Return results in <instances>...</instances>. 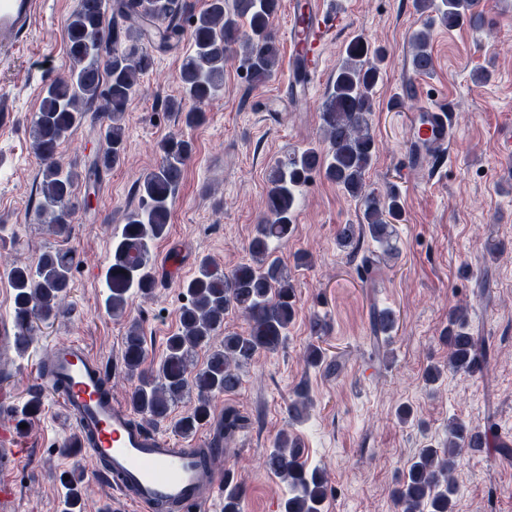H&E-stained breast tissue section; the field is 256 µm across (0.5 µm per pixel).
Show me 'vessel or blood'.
<instances>
[{
  "label": "vessel or blood",
  "instance_id": "b4317fda",
  "mask_svg": "<svg viewBox=\"0 0 512 512\" xmlns=\"http://www.w3.org/2000/svg\"><path fill=\"white\" fill-rule=\"evenodd\" d=\"M303 19H290V75L312 84L323 67V48L336 25L325 0H300ZM41 0H0V56L8 57L17 38L32 26ZM453 128L451 112L440 106H420L408 140L413 157L443 151ZM52 374L47 386L62 384L65 414L76 428V445L105 465L114 487L139 512H154L158 502L176 503L179 512H202L223 487V475L202 465L188 449L138 425L132 411L103 394L109 378L100 362L81 344L70 342L50 353ZM12 420L0 418V512H11L17 497L13 469L22 456Z\"/></svg>",
  "mask_w": 512,
  "mask_h": 512
}]
</instances>
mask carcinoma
I'll return each instance as SVG.
<instances>
[{"label": "carcinoma", "instance_id": "1", "mask_svg": "<svg viewBox=\"0 0 512 512\" xmlns=\"http://www.w3.org/2000/svg\"><path fill=\"white\" fill-rule=\"evenodd\" d=\"M280 6L281 0H206L198 10L192 0H77L67 26L72 66L66 76L45 90L31 121L33 149L42 163L35 185L36 209L52 216L50 230L59 236L67 234L79 181L98 176L100 170L116 166L122 158L128 104L138 91L140 76L154 64L153 53L144 44L145 31L132 20L147 19L156 24L155 40L160 49L190 32L191 52L178 74L183 96L163 103L167 111L181 113L184 123L191 126L202 115V107L222 91L224 59L230 52L242 49L241 66L250 85L265 84L276 76L280 54L273 20ZM415 6L422 13L433 14L430 23L413 37L410 66L413 75L422 76L433 68L430 24L474 25L481 22L482 10L480 0H415ZM382 60L383 50L364 38L349 43L320 115L325 146L295 151L271 168L266 212L249 243L251 261L221 275L204 258L195 275L183 282L187 303L157 365L142 367L145 338L140 325L130 323L123 341V362L137 377L129 405L140 416L141 424L152 427L166 422L172 403L192 386L197 398L174 422L173 430L181 437L194 434L210 418L212 395L235 391L241 384L242 368L261 353H273L286 344L296 314L295 288L270 243L286 241L292 235L296 187L312 173H323L362 202L363 222L340 225L336 231L339 246L357 254L361 242L369 238L384 253L395 255L393 226L402 218L399 196L369 192L364 181L375 154L369 116ZM100 100L106 102L101 152L82 174L63 168L57 160L58 149L83 124L86 115L96 110ZM158 151L161 163L138 184V205L126 214L106 271V306L115 316L125 312L132 294L148 296L157 286L152 249L167 233L192 145L173 135L158 144ZM73 264L72 252L56 250L44 253L34 268L13 266L6 271L14 291L13 327L18 349L29 347L35 325L62 313L60 301L71 290ZM230 313L244 317L247 331L226 334L222 344L211 346ZM395 324L392 311H373V343L389 341ZM442 340L448 345L447 370L475 375L489 369L492 350L468 331L466 308L457 306L448 312ZM205 346L210 347L205 363L191 371L193 354ZM309 405L306 391L297 390L296 399L288 406L289 418L303 420ZM40 408L41 392L34 390L20 408L17 423H28ZM247 424L246 417L227 412L224 436ZM492 444L500 455H512V444L498 437L495 424L468 427L455 419L449 421L447 437L422 448L393 490L396 512H453L457 458L466 449L479 451ZM264 466L291 487L292 496L284 503V512H321L328 495L327 479L322 470L306 466L301 444L290 432L277 434ZM243 497L242 484L224 471V512H242Z\"/></svg>", "mask_w": 512, "mask_h": 512}]
</instances>
